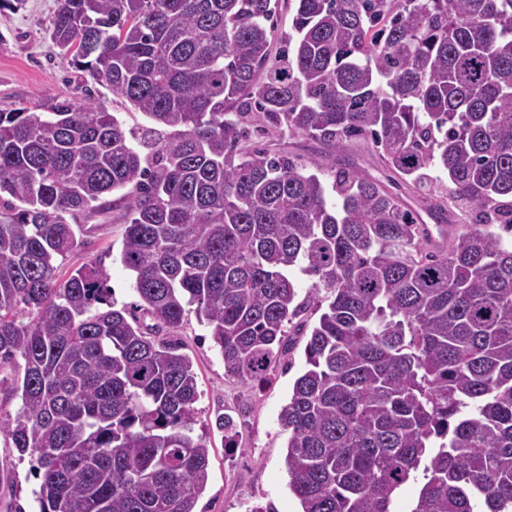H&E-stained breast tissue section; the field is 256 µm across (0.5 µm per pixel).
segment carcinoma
Returning a JSON list of instances; mask_svg holds the SVG:
<instances>
[{"mask_svg": "<svg viewBox=\"0 0 512 512\" xmlns=\"http://www.w3.org/2000/svg\"><path fill=\"white\" fill-rule=\"evenodd\" d=\"M286 2L274 54L281 0H59L54 43L148 124L0 112V368L24 361L0 432L38 512H195L210 448L169 338L192 305L240 383L310 330L279 414L302 512H395L418 471L410 512H512V0ZM285 130L371 141L434 227L349 160L328 186L272 151ZM117 207L120 309L102 262L58 264Z\"/></svg>", "mask_w": 512, "mask_h": 512, "instance_id": "carcinoma-1", "label": "carcinoma"}]
</instances>
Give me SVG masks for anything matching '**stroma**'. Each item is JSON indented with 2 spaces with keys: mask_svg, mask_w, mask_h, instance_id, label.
<instances>
[{
  "mask_svg": "<svg viewBox=\"0 0 512 512\" xmlns=\"http://www.w3.org/2000/svg\"><path fill=\"white\" fill-rule=\"evenodd\" d=\"M57 0H20L0 8V112L35 103L73 96L92 95L114 113L125 128L138 129L145 117L126 100L95 84L75 68L70 57L53 45L47 30ZM277 148L318 164L322 170L336 165L337 155L356 160L364 175L392 186V174L381 162L370 142L358 141L335 152L304 136H280ZM94 233L63 262V274L81 265L102 260L108 269L109 286L116 304L134 302L133 277L120 263L125 226L117 217H96ZM197 373L199 399L196 433L206 436L211 449L205 490L196 512H300L301 505L288 488L286 467L288 434L279 414L292 394L293 384L306 366V337L295 336L291 348L273 364L264 379L235 383L224 376V362L195 311H187L176 332ZM228 414L238 422L235 447H226L215 418ZM13 471V484L0 485V512H36L34 492L40 480L30 456L19 455L0 438V460Z\"/></svg>",
  "mask_w": 512,
  "mask_h": 512,
  "instance_id": "obj_1",
  "label": "stroma"
}]
</instances>
